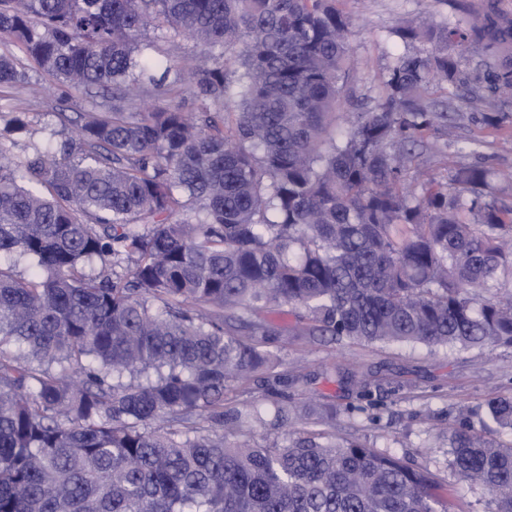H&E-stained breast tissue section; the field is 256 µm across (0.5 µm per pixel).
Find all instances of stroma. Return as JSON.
I'll return each instance as SVG.
<instances>
[{
  "mask_svg": "<svg viewBox=\"0 0 512 512\" xmlns=\"http://www.w3.org/2000/svg\"><path fill=\"white\" fill-rule=\"evenodd\" d=\"M474 0H337L349 20L351 95L336 110V132L344 134L348 112L356 102L375 106L383 97V78L397 56L421 51L418 43L406 44L393 30L405 21L427 19L468 27L473 23ZM41 90L0 87V128L18 112L26 113L29 131L17 136L15 153L32 143H55L70 136L51 113L61 98L55 81L37 75ZM434 100L451 99V128L439 151L428 153L422 165L436 179L453 183L457 170L475 166L493 173L489 202L512 209V98L488 110L463 97L453 84L433 87ZM283 360L289 376H308V383L289 386L295 398L336 407V428L346 437L380 452L405 459L445 480L468 512H492L491 496L480 488L459 483L448 466V430L460 407H476L498 395L512 396V350L487 347L459 353L444 347L422 345L366 346L347 341L315 344L291 336H277L270 343ZM354 372L380 387L371 399L359 389L341 383Z\"/></svg>",
  "mask_w": 512,
  "mask_h": 512,
  "instance_id": "stroma-1",
  "label": "stroma"
}]
</instances>
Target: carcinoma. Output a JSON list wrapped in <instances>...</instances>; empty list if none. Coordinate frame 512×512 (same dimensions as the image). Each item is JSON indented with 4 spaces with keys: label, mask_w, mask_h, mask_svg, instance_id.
<instances>
[{
    "label": "carcinoma",
    "mask_w": 512,
    "mask_h": 512,
    "mask_svg": "<svg viewBox=\"0 0 512 512\" xmlns=\"http://www.w3.org/2000/svg\"><path fill=\"white\" fill-rule=\"evenodd\" d=\"M346 32L336 0H0V38L103 108L22 156L25 119L0 131V255L36 267L0 265V512H451L394 455L332 431L252 445L260 406L224 407L281 365L262 314L284 308L313 340L512 347V210L484 200L489 173L407 183L416 147L448 135L426 96L456 79L448 45L496 41L499 91L512 44L492 25L397 28L430 49L397 57L338 138ZM151 33L203 63L159 64ZM0 84L29 68L0 53ZM311 406L278 402L271 426L336 423ZM482 413L512 433L511 396L459 411L449 465L512 512V442L475 432Z\"/></svg>",
    "instance_id": "1"
}]
</instances>
